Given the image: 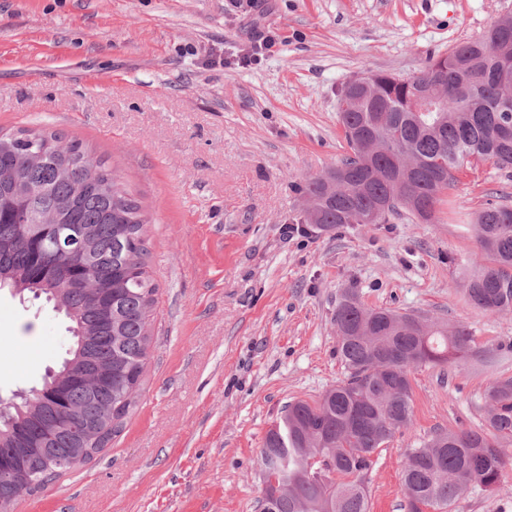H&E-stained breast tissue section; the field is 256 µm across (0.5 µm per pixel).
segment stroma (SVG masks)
<instances>
[{
  "instance_id": "stroma-1",
  "label": "stroma",
  "mask_w": 512,
  "mask_h": 512,
  "mask_svg": "<svg viewBox=\"0 0 512 512\" xmlns=\"http://www.w3.org/2000/svg\"><path fill=\"white\" fill-rule=\"evenodd\" d=\"M506 15L512 0H0V132L47 128L104 158L152 217L159 288L122 433L13 512H259L267 430L345 377L333 316L348 289L506 346L489 366L412 371L413 422L368 475L370 512H409L406 451L482 428L489 379L512 377V312L472 308L458 276L481 258L475 214L512 206V170H462L429 224L404 213L300 232L301 189L347 150V81L414 75ZM68 326L0 290V396L41 384ZM446 512H512V465Z\"/></svg>"
}]
</instances>
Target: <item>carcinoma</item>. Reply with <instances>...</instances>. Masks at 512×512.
<instances>
[{"instance_id": "carcinoma-1", "label": "carcinoma", "mask_w": 512, "mask_h": 512, "mask_svg": "<svg viewBox=\"0 0 512 512\" xmlns=\"http://www.w3.org/2000/svg\"><path fill=\"white\" fill-rule=\"evenodd\" d=\"M512 85V16L477 40L431 57L417 75H374L342 112L347 172L309 178L302 187L316 229L385 224L400 208L420 217L448 203L456 172L475 161L512 169V111L501 91ZM0 277L54 304L70 320L72 345L38 387L0 400V470L29 475L32 488L0 478V506L76 471L118 436L138 407L153 341L159 288L148 270L141 204L106 161L47 129L0 137ZM53 213L90 231L88 266L53 252V232L37 223ZM489 263L461 272L469 303L487 315L512 312V206L489 205L473 224ZM345 380L317 400L288 403L260 450L262 470L277 474L268 512H368L373 456L413 419L411 370L485 362L503 345L480 347L463 327L416 313L367 308L353 291L334 315ZM99 374L92 387L86 378ZM485 428L433 435L404 457L411 502L440 509L472 486L497 487L512 463V377L484 391ZM320 458V475L309 460Z\"/></svg>"}]
</instances>
